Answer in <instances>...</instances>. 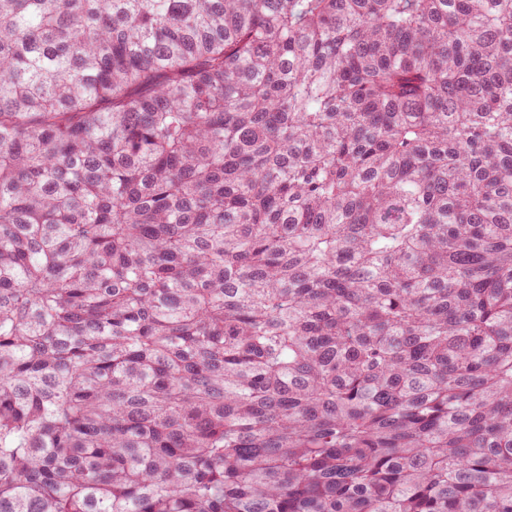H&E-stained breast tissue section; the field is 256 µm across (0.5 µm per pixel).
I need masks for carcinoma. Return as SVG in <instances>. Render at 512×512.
Listing matches in <instances>:
<instances>
[{
	"label": "carcinoma",
	"instance_id": "obj_1",
	"mask_svg": "<svg viewBox=\"0 0 512 512\" xmlns=\"http://www.w3.org/2000/svg\"><path fill=\"white\" fill-rule=\"evenodd\" d=\"M0 512H512V0H0Z\"/></svg>",
	"mask_w": 512,
	"mask_h": 512
}]
</instances>
